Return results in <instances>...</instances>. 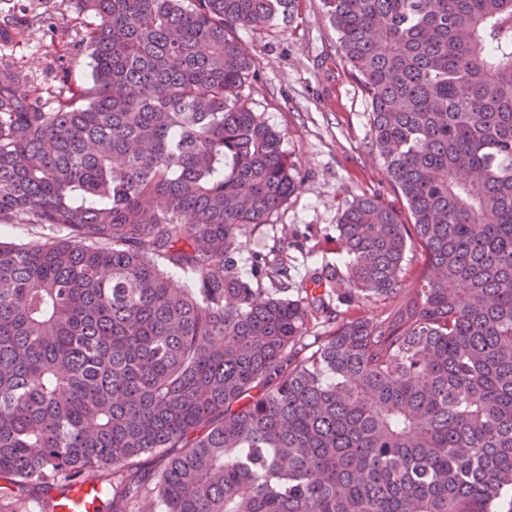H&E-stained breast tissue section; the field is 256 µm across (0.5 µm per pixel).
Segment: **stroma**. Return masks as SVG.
I'll return each instance as SVG.
<instances>
[{
    "label": "stroma",
    "instance_id": "35a3bbf8",
    "mask_svg": "<svg viewBox=\"0 0 512 512\" xmlns=\"http://www.w3.org/2000/svg\"><path fill=\"white\" fill-rule=\"evenodd\" d=\"M26 7L34 31L20 43L0 41V68L21 63L28 81L56 88L53 41L73 37L72 0H0L1 10ZM236 37L254 51L257 77L243 90L250 107L282 135L281 149L301 184L270 223L242 239L238 271L250 277L254 254L278 252L289 293L316 274L344 265L337 251L305 253L313 237L336 235L348 205L368 195L399 205L387 171L370 148L367 96L336 52V31L323 0H298L292 20L241 27Z\"/></svg>",
    "mask_w": 512,
    "mask_h": 512
}]
</instances>
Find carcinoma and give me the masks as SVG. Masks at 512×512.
I'll use <instances>...</instances> for the list:
<instances>
[{"label":"carcinoma","instance_id":"cac0c4a2","mask_svg":"<svg viewBox=\"0 0 512 512\" xmlns=\"http://www.w3.org/2000/svg\"><path fill=\"white\" fill-rule=\"evenodd\" d=\"M292 2L75 0L53 97L0 69V224L46 231L0 242L15 487L80 479L96 512L512 504V0H324L407 214L353 201L345 269L294 299L254 287L286 273L274 259L237 271L298 181L242 98L255 58L234 35ZM30 26L7 14L0 38ZM330 294L382 307L345 317Z\"/></svg>","mask_w":512,"mask_h":512}]
</instances>
